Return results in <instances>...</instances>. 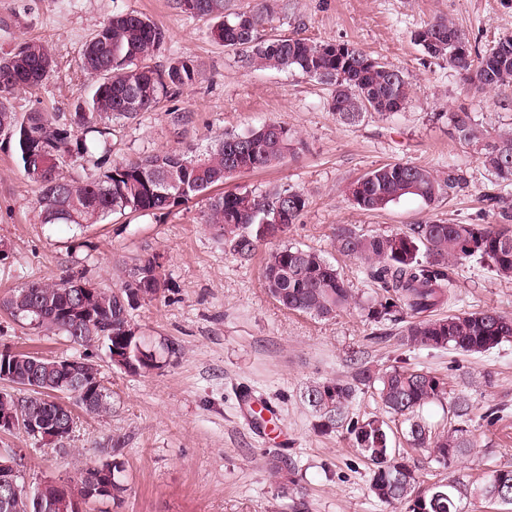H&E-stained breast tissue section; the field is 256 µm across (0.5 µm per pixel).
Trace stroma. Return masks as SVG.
<instances>
[{
    "label": "stroma",
    "instance_id": "35a3bbf8",
    "mask_svg": "<svg viewBox=\"0 0 512 512\" xmlns=\"http://www.w3.org/2000/svg\"><path fill=\"white\" fill-rule=\"evenodd\" d=\"M269 35L315 42L352 43L403 70L411 84L405 109L349 125L329 110L331 91L297 71L257 69L242 52L210 40L207 22L183 13L176 0H0V53L26 39L47 44L55 70L36 90L19 92L16 111L34 109L67 122L81 89L92 79L78 67L86 38L112 13L145 14L166 32L147 58L163 69L193 56L196 83L162 100L136 120L117 124L110 158L120 161L193 145L206 148L227 133L269 122L287 126L294 150L280 163L234 175L228 190L256 196L282 187L304 192L309 206L281 241L319 250L347 279L356 297L375 291L370 273L336 249V227L399 231L431 220L486 224L494 216L481 197L499 193L458 138L449 113H470L491 134L512 130V88L466 92L462 75L430 57L412 35L429 22L454 23L479 48L512 37V0H267ZM409 160L435 174L454 168L467 180L453 197L424 203L404 197L381 211H363L348 196L352 182L371 169ZM205 202L195 199L168 214L115 218L79 228L40 223L34 186L0 136V298L16 287L51 281L68 272L92 282L120 285L137 258L162 257L167 286L133 317L141 335L174 342L176 356L160 369L134 375L92 350L100 381L111 396L110 413L77 411L66 438L38 441L20 430L0 433V454L20 458L28 482L76 478L87 466L119 457L129 489L104 512H392L370 492L372 467L353 435L340 428L317 433V417L301 394L309 383L347 380L354 357L378 367L423 369L446 384L443 402L428 407L436 424L452 419L457 395L473 411L474 445L456 472L477 476L490 466L512 468V341L469 355L398 345V327L370 322L358 309L331 320L288 311L265 291L261 257L243 263L201 222ZM455 310L488 308L512 316V278L496 275L472 258L453 268ZM69 358L82 347L44 336L0 310V349ZM266 401L276 430L255 423L244 394ZM498 417L487 421L485 412ZM297 465L294 482L272 477L273 454Z\"/></svg>",
    "mask_w": 512,
    "mask_h": 512
}]
</instances>
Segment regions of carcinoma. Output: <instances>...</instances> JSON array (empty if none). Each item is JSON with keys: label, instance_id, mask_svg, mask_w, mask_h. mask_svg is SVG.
I'll use <instances>...</instances> for the list:
<instances>
[{"label": "carcinoma", "instance_id": "cac0c4a2", "mask_svg": "<svg viewBox=\"0 0 512 512\" xmlns=\"http://www.w3.org/2000/svg\"><path fill=\"white\" fill-rule=\"evenodd\" d=\"M193 18L210 22L208 36L230 50L246 52L252 66L298 70L334 87L329 110L346 124L367 115L387 116L400 111L409 99L406 74L351 43L313 42L298 37H262L268 11L264 0L245 12L224 18V0H197ZM166 32L150 18L135 12H116L85 41L80 67L94 83L77 98L67 123L58 124L46 113H19L11 99L48 79L54 60L49 48L30 39L0 55V136L9 139L24 177L37 187V206L43 224H96L114 215L170 212L197 197H206L202 221L224 240L241 262L251 260L258 247L270 240L268 225L275 210L288 213L278 229L287 234L307 208L300 190L284 188L259 199L247 191L211 193L232 175L228 162L243 150L248 170L267 168L290 151L291 130L275 124L279 136H269L265 123L245 132L226 134L203 150L193 147L160 150L144 158L109 162L106 149L114 121H133L157 108L162 97L193 86L199 70L194 57L176 58L157 70L143 64L165 42ZM414 42L430 56L443 59L465 74L467 89L476 93L512 85V38H501L481 52L446 19H437L414 34ZM459 140L476 150L485 171L499 184L512 185V133L492 136L466 112L452 115ZM103 148L100 162L109 165L101 178L77 181L63 173L93 149ZM466 185L457 171L444 178L411 161L379 165L351 187L353 204L378 211L411 195L426 203ZM486 201L499 217L496 224H447L427 221L396 232L363 233L343 224L336 227L337 250L371 268L380 293L368 303L373 322L400 325L404 345L453 349L468 354L486 353L512 340V316L494 309L432 313L456 301L450 260L487 261L503 278H512V200L504 193ZM156 257L137 260L117 288L92 286L83 275L67 273L51 283L33 282L0 301L10 315L41 332L63 336L72 344L101 346L117 369L148 374L177 354L175 344L149 341L133 319L139 303L152 301L165 287ZM267 293L285 309L320 319H332L355 303L344 276L321 252L281 245L268 252L262 268ZM88 285L85 290L81 285ZM43 376L59 384L55 366L61 359L0 350V369L13 390H0V413H12L17 429L36 437L31 425L61 421L75 423L73 407L90 414L112 410V403L94 368L77 394L61 400L56 395L27 387L33 363ZM373 394L384 412L401 419V435L413 451H425L442 469L452 467L471 447L470 413L465 398L453 404L459 419L440 431L423 415L424 408L445 399V383L434 374L404 366L374 369L357 364L347 381L323 380L309 384L303 397L317 413L315 429L328 434L346 427L364 457L373 465L370 492L387 506L404 512H464L479 500L512 506V469L492 467L476 481L455 473L433 483L408 451L396 446L397 435L375 417L350 420L349 407L360 388ZM25 393L19 397L15 391ZM112 487V502L127 492L126 465L115 457L88 466L76 486L53 482L28 483L24 476L13 485L0 484V512H76L98 502L100 488Z\"/></svg>", "mask_w": 512, "mask_h": 512}]
</instances>
